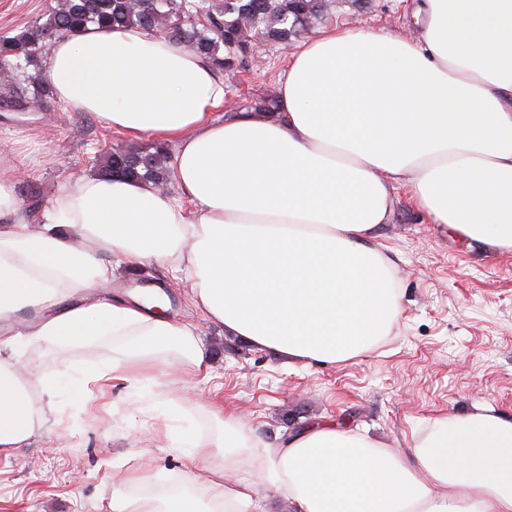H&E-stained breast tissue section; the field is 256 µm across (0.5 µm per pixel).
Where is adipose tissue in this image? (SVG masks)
<instances>
[{
	"mask_svg": "<svg viewBox=\"0 0 512 512\" xmlns=\"http://www.w3.org/2000/svg\"><path fill=\"white\" fill-rule=\"evenodd\" d=\"M417 18L413 44L362 26L311 34L285 59L271 115L217 117L223 75L136 26L53 43L43 73L55 100L173 144L177 192L81 176L33 225L16 168L0 164V322L12 328L0 338V454L49 422L27 378L46 394L59 384L21 362L22 343L127 336L120 367L144 378L160 352L206 363L195 326L156 313L154 292L109 302L124 265L167 268L225 336L306 367L359 358L397 322V263L375 242L397 188L439 230L512 251V0H426ZM220 424L188 459L201 471L220 458L221 481L116 496L112 512H248L262 486L293 512H512V419L487 405L436 417L404 452L318 421L254 460L261 441L244 421Z\"/></svg>",
	"mask_w": 512,
	"mask_h": 512,
	"instance_id": "adipose-tissue-1",
	"label": "adipose tissue"
}]
</instances>
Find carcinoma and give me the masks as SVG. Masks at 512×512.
Listing matches in <instances>:
<instances>
[{"instance_id": "1", "label": "carcinoma", "mask_w": 512, "mask_h": 512, "mask_svg": "<svg viewBox=\"0 0 512 512\" xmlns=\"http://www.w3.org/2000/svg\"><path fill=\"white\" fill-rule=\"evenodd\" d=\"M325 13L323 0H55L45 20L13 35L0 36V107L23 109L37 103L54 106L42 77V34L74 33L89 23L108 27L139 26L151 35L208 58L223 73L244 70L258 42L293 45ZM260 112L278 110L268 95L245 105ZM171 155L165 143L148 150L111 148L97 163V173L141 179L164 188L170 183Z\"/></svg>"}]
</instances>
